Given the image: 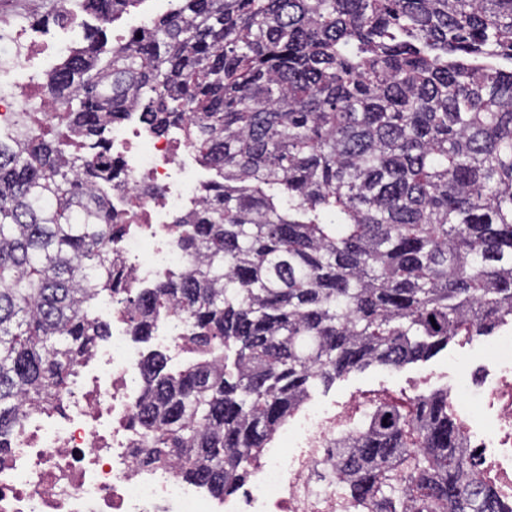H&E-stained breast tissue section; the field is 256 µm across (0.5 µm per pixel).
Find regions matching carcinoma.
<instances>
[{
  "mask_svg": "<svg viewBox=\"0 0 512 512\" xmlns=\"http://www.w3.org/2000/svg\"><path fill=\"white\" fill-rule=\"evenodd\" d=\"M141 0H84L101 23ZM63 136L0 130V434L49 410L110 335L109 200L87 160L137 110L217 178L176 220L187 271L127 292L131 329L197 345L142 361L143 460L225 497L317 386L512 325V0H176L144 37L48 77ZM448 392L364 414L336 460L372 512H496ZM187 330L188 323L184 316L171 312L162 318L152 329L148 343L153 347V350L167 354L168 361L172 365L177 364L173 366L174 368H181L191 356L188 354L182 359L183 355L191 347L186 335ZM145 345L147 348L149 347L148 344Z\"/></svg>",
  "mask_w": 512,
  "mask_h": 512,
  "instance_id": "cac0c4a2",
  "label": "carcinoma"
}]
</instances>
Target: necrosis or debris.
<instances>
[{
    "label": "necrosis or debris",
    "mask_w": 512,
    "mask_h": 512,
    "mask_svg": "<svg viewBox=\"0 0 512 512\" xmlns=\"http://www.w3.org/2000/svg\"><path fill=\"white\" fill-rule=\"evenodd\" d=\"M34 24L27 16L0 32V127L33 112L49 123L61 110L43 91L40 74L77 44L43 49L25 35ZM195 157L182 128L157 136L139 112L113 125L108 157L90 153L93 164L112 160L125 171L102 191L115 223L125 227L113 256L128 288H149L185 270L174 224L199 204L201 182L190 170ZM94 308L111 310V336L82 361L55 410H28L17 431L0 437V512H370L345 493L335 444L353 428L332 407L299 415L282 447L265 449L231 499L185 480L179 457L163 467L141 464L147 446L137 418L142 358L150 346L178 364L190 348L188 323L169 313L143 343L131 334L121 295L99 293ZM487 352L494 378L456 387L448 404L464 421L474 477L493 488L498 512H512V332L497 336Z\"/></svg>",
    "instance_id": "obj_1"
}]
</instances>
